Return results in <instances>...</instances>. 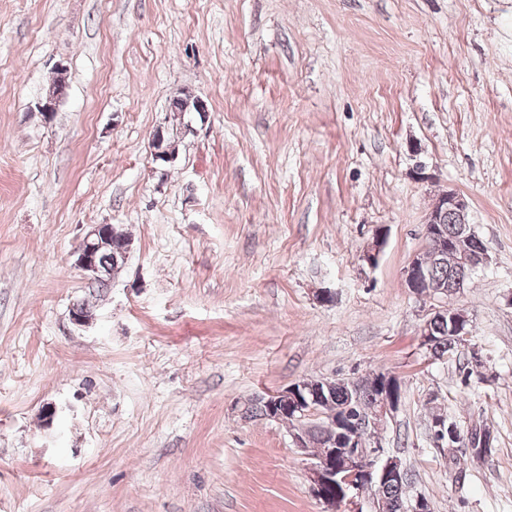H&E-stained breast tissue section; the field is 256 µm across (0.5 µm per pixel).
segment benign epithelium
<instances>
[{
	"label": "benign epithelium",
	"instance_id": "obj_1",
	"mask_svg": "<svg viewBox=\"0 0 512 512\" xmlns=\"http://www.w3.org/2000/svg\"><path fill=\"white\" fill-rule=\"evenodd\" d=\"M66 94L61 86L49 91L35 106V111L49 120L56 112ZM184 111H207V104L188 90L182 91ZM167 130L157 127L151 138L152 156L156 162L170 163L175 157V147L166 139ZM468 200L455 190L442 193L435 199L425 220L426 244L424 250L415 254L405 269V283L410 292L420 300H431L459 292L465 288L464 280L453 283L433 277L428 261H438L453 250L471 270L485 267L490 257L485 246L475 250L471 243L476 232L470 220ZM450 215L458 224L455 237H448L444 216ZM118 234L115 224H90L82 236L75 252V266L87 282L104 279L105 265L99 257L112 246V237ZM386 232L377 228L371 244L363 251L362 260L375 266ZM449 319L448 335L461 331L460 322L469 320L467 311L446 305L428 309L419 328L420 342H427L431 322ZM344 383L342 379L309 377L272 394L265 399L268 418L279 421L288 413L294 420L291 430L292 445L310 460L308 477L313 495L322 503L324 512H362L358 498L371 485L384 486L400 483L406 479L401 459L397 456L382 457L381 444L377 436L378 427L397 412L399 403L394 397L381 393L376 408L368 413L352 415L353 407H336L327 404L330 388ZM315 417L323 430L322 446H312L305 420Z\"/></svg>",
	"mask_w": 512,
	"mask_h": 512
}]
</instances>
